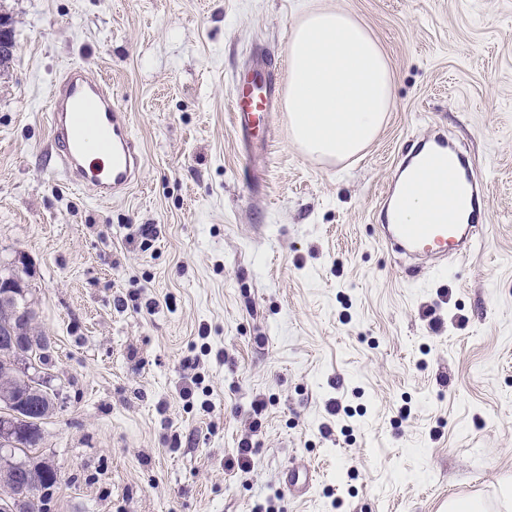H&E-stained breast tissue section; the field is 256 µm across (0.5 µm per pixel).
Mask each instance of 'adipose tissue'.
Returning a JSON list of instances; mask_svg holds the SVG:
<instances>
[{"instance_id":"ef3b65f1","label":"adipose tissue","mask_w":512,"mask_h":512,"mask_svg":"<svg viewBox=\"0 0 512 512\" xmlns=\"http://www.w3.org/2000/svg\"><path fill=\"white\" fill-rule=\"evenodd\" d=\"M286 110L305 154H360L393 105V79L378 42L341 9H309L288 46Z\"/></svg>"}]
</instances>
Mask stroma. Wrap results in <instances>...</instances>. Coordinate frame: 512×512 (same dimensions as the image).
<instances>
[{
	"mask_svg": "<svg viewBox=\"0 0 512 512\" xmlns=\"http://www.w3.org/2000/svg\"><path fill=\"white\" fill-rule=\"evenodd\" d=\"M305 3L0 0L16 43L0 262L28 266L60 396L36 452L59 471L43 512H512V0H318L393 74L378 136L337 163L297 150L284 109L265 151L231 122L234 78L273 57L287 82ZM72 63L111 82L143 147L138 187L109 202L47 153ZM436 127L475 156L487 228L471 258L410 281L377 215L407 142ZM296 464L319 472L298 499Z\"/></svg>",
	"mask_w": 512,
	"mask_h": 512,
	"instance_id": "1",
	"label": "stroma"
}]
</instances>
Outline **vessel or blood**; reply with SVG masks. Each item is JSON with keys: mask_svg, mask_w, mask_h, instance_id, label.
Segmentation results:
<instances>
[{"mask_svg": "<svg viewBox=\"0 0 512 512\" xmlns=\"http://www.w3.org/2000/svg\"><path fill=\"white\" fill-rule=\"evenodd\" d=\"M278 105L273 77L255 72L232 103L231 119L239 137L253 141L258 128L265 126ZM46 116L53 164L66 181L101 202L125 195L138 183L143 153L133 134L129 113L106 81L80 65L66 68L52 86ZM414 157L405 176L385 187V222L379 227L380 243L408 256L404 275L410 280L447 270L449 260L471 257L485 223L482 186L469 171L466 157L449 145L445 135L436 134ZM432 166L456 171L455 180L443 188V195L453 208L452 217L427 224L403 223L402 201L424 181ZM314 477L311 466L292 469L285 482L288 495H301Z\"/></svg>", "mask_w": 512, "mask_h": 512, "instance_id": "vessel-or-blood-1", "label": "vessel or blood"}]
</instances>
